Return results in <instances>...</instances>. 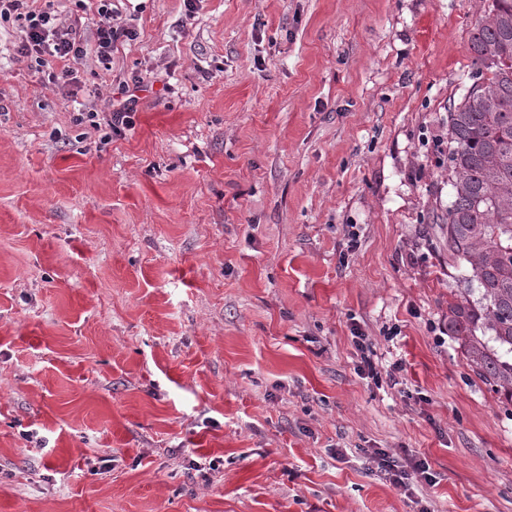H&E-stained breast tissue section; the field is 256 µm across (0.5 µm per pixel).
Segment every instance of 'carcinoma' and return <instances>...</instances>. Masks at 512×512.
<instances>
[{
  "label": "carcinoma",
  "instance_id": "carcinoma-1",
  "mask_svg": "<svg viewBox=\"0 0 512 512\" xmlns=\"http://www.w3.org/2000/svg\"><path fill=\"white\" fill-rule=\"evenodd\" d=\"M478 75L448 106V267L464 288L448 332L472 372L512 401V0H489L471 29Z\"/></svg>",
  "mask_w": 512,
  "mask_h": 512
}]
</instances>
